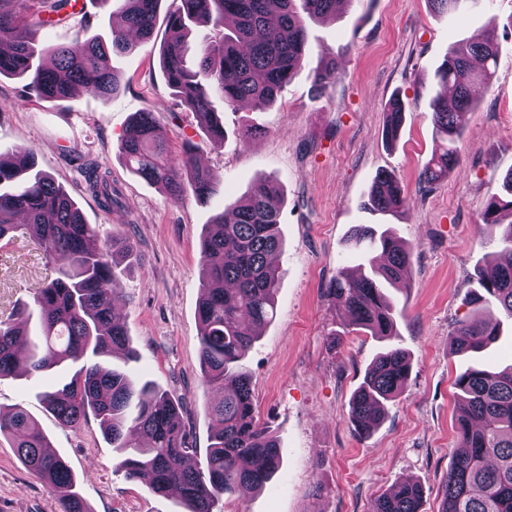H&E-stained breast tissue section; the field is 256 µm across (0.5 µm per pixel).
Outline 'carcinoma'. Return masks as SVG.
Masks as SVG:
<instances>
[{"label": "carcinoma", "mask_w": 512, "mask_h": 512, "mask_svg": "<svg viewBox=\"0 0 512 512\" xmlns=\"http://www.w3.org/2000/svg\"><path fill=\"white\" fill-rule=\"evenodd\" d=\"M116 2L121 24L112 28L111 44L91 38L69 45L41 46L34 28L64 21L75 5L71 0H0V76L27 79L39 98L56 102L82 85L103 99L118 81L111 53L133 48L129 34L142 40L153 36L163 0H102ZM341 0H179L165 17L168 37L160 63L170 89L195 113L214 143L224 141L222 113L213 97L226 107L249 101L261 110L273 105L281 88L302 69L310 53L305 19L336 14ZM200 23L217 31L218 39L193 44L188 33ZM498 60L494 40L458 43L448 48L434 80L453 88L450 96L430 99L437 147L422 171L434 184L448 179L458 160L457 143L474 108L472 88L492 83ZM336 77V59L326 56L312 72V83L324 89ZM405 103L395 98L384 121L385 139L394 141L405 121ZM126 167L145 182L182 197L191 188L199 199L213 193L209 172L187 145L172 154L161 135L156 113L134 114L121 141ZM85 182L101 207H120L112 180L87 164ZM507 195H488L480 212L483 238L496 240L491 270L480 267L464 295L470 315L455 322L450 353L460 358L455 378L458 397L459 448L442 489L441 512H512V365L488 369L479 354L502 334V321L483 314L498 309L512 319V173ZM364 205L381 215L404 211L403 191L390 174H378ZM280 183L268 178L243 198L213 216L200 242L203 269L199 363L202 382L223 392L208 406L216 427L204 464L195 461L182 402L170 392L146 382L136 385L112 359L137 358L128 338L117 294V259H134L127 238L101 235L100 226L85 221L66 191L36 167L26 151L6 164L0 160V240L28 236L52 261H60L57 276L34 297L40 331L30 335L29 306L15 307L0 320V379L24 373L38 377L54 368L73 371L60 387L42 392L45 410L61 425L77 427L88 416L98 421L117 453L116 468L154 494L178 491L182 512H219L224 495L262 487L280 466L277 440L255 412L251 377L243 360L257 329L275 315L279 288L271 257L283 246ZM348 241L359 259L353 274L340 269L326 288L329 298L347 310L351 324L384 343L367 366L349 403L348 418L357 433L369 437L383 422L388 406L401 393L410 373L408 354L386 344L397 333L400 312L387 288L401 287L413 249L388 230L355 224ZM380 251L385 263L371 254ZM13 440L19 460L57 496L62 512H91L74 490L67 461L50 451L39 423L24 409L0 411V436ZM422 488L399 481L378 496L371 512H420Z\"/></svg>", "instance_id": "1"}]
</instances>
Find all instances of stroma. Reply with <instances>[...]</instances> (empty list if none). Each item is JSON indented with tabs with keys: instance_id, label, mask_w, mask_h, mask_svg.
<instances>
[{
	"instance_id": "obj_1",
	"label": "stroma",
	"mask_w": 512,
	"mask_h": 512,
	"mask_svg": "<svg viewBox=\"0 0 512 512\" xmlns=\"http://www.w3.org/2000/svg\"><path fill=\"white\" fill-rule=\"evenodd\" d=\"M70 20L35 31L45 45L75 38L109 37L112 9L84 0ZM497 17L490 28L489 17ZM311 53L304 69L263 110L243 104L224 112V141L210 143L196 116L168 88L153 37L118 57V89L102 100L77 88L50 103L24 80L0 77V155L33 150L41 170L62 184L87 223L129 239L137 260L119 280L117 300L128 337L139 353L126 370L137 381L158 383L182 400L193 444L206 450L212 432L201 383L197 307L201 297L199 245L213 215L260 179L279 180L284 194V247L275 259L280 275L275 320L260 332L244 364L258 416L279 444L281 466L260 489L225 496L223 512H370L373 500L398 481L421 485V512H440L441 488L458 446L454 380L459 361L448 348L456 320L468 315L463 297L477 265L491 262L495 245L481 244L479 209L512 170V0H463L452 15L428 0H348L336 15L307 23ZM500 45L491 86L475 87V108L461 138L459 159L446 181L425 184L424 164L436 148L429 100L433 79L449 46L486 35ZM337 75L315 92L310 70L324 53ZM407 106L395 143H387L384 113L393 97ZM161 118L173 150L185 139L200 145L214 192L174 199L132 175L119 151L134 113ZM259 125L264 133L244 139ZM95 163L121 191V207L105 212L86 187L81 167ZM391 173L409 208L403 215H374L362 202L375 176ZM385 223L413 247L407 287L392 296L400 310L394 345L411 357L401 395L369 438L348 420L349 402L381 344L355 329L325 289L338 268L358 260L346 245L356 224ZM54 265L24 238L0 241V319L32 304ZM339 343H331V332ZM58 370L41 378L0 380V409L23 407L41 424L51 447L68 461L76 489L91 512H178L173 495H156L116 471V454L94 417L79 428L59 425L40 401ZM0 512H60L45 484L25 469L0 439Z\"/></svg>"
}]
</instances>
